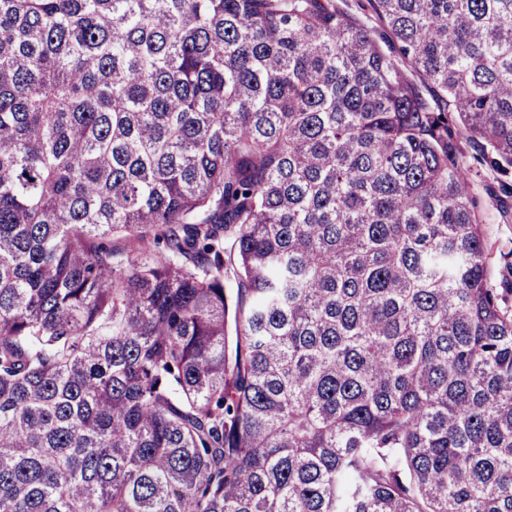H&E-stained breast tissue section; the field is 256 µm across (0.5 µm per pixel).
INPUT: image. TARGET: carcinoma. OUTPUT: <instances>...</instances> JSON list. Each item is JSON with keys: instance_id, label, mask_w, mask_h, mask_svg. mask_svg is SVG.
I'll return each mask as SVG.
<instances>
[{"instance_id": "obj_1", "label": "carcinoma", "mask_w": 512, "mask_h": 512, "mask_svg": "<svg viewBox=\"0 0 512 512\" xmlns=\"http://www.w3.org/2000/svg\"><path fill=\"white\" fill-rule=\"evenodd\" d=\"M368 6L0 0V512H512V0ZM497 177L499 176L475 162L473 189L485 223L482 227L487 244L490 282L494 287L500 288L503 274H506L502 269L504 262L501 253L512 250V196L503 193ZM499 292L503 293L502 308L511 313V291L505 293L500 288Z\"/></svg>"}]
</instances>
